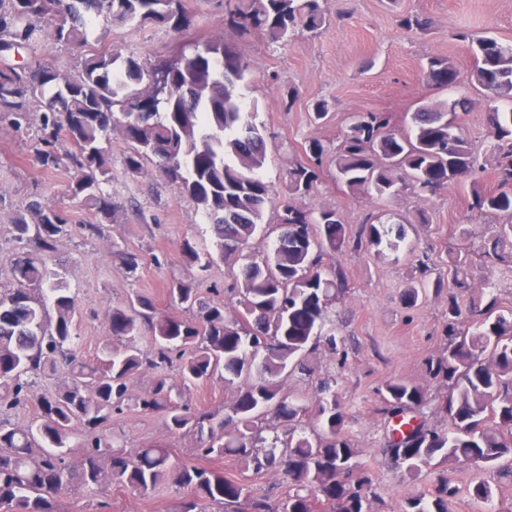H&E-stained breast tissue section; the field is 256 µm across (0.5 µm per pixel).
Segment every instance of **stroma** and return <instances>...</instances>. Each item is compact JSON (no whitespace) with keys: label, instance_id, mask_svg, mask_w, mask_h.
I'll use <instances>...</instances> for the list:
<instances>
[{"label":"stroma","instance_id":"35a3bbf8","mask_svg":"<svg viewBox=\"0 0 512 512\" xmlns=\"http://www.w3.org/2000/svg\"><path fill=\"white\" fill-rule=\"evenodd\" d=\"M184 4L195 16L189 40L224 39L254 67L255 79L241 94L245 102L257 106L254 122L265 136L268 155L263 176L275 187H282L305 139L316 137L336 148L353 113L375 110L392 113L397 129L406 132L411 112L432 100L469 98L462 114L463 132L477 156H484L487 101L469 84L476 59L454 33L461 29L512 45V0H327L329 25L313 36L298 35L284 46L269 44L256 34L240 35L224 18V0H184ZM404 13L429 17L431 28L424 32L400 28L397 18ZM93 36L122 47L142 62L168 54L173 44L164 27L116 26L102 17L93 24ZM432 56L452 62L457 71L454 88L440 89L427 80L425 66ZM291 88L298 96L288 109L284 100ZM319 100L327 101L330 108L322 120L313 113ZM29 144L27 137L0 125V266L8 263L17 247L11 233L15 213L25 201L38 199L58 207L73 229L60 242L58 255L65 260L67 280L82 303L103 311L145 291L153 294L159 311L181 318L184 309L171 305L166 292L173 279L195 278L206 289L223 287L224 263L189 267L181 258L184 238L201 241L209 236L201 210L157 176L153 163H145L136 176L126 174L121 159L127 145L121 136L112 138L115 164L108 190L121 205L122 215L119 222L103 224L97 239L79 231L84 214L68 197V174L44 173L26 163ZM332 174V166H324L317 189L304 200L306 207L335 209L352 231L370 213H389L408 222V239L415 246L411 252L381 257L368 251L340 256L350 294L336 304L334 318L342 324L346 345L335 353L319 350L313 357L321 374L339 379V395L351 416L350 435L384 488L386 512H401L405 497L433 488L442 477L459 489L448 501V512H479L468 494L469 484L477 479L490 485L496 507L512 512V478L494 469L477 473L452 466L443 474L423 472L413 483L404 479L383 453L389 425L377 411L385 381L405 379L426 385L429 393L437 391L423 365L442 344L447 297L430 287L418 305L409 308L401 293L416 256H428L446 275L451 251L461 246L470 251L476 277L488 275L481 246L486 225L499 223L500 218L473 209L472 202L475 192L496 191L492 168H485L475 181L433 196L403 193L390 199L353 196L336 184ZM420 210L426 212L428 223H415ZM461 226L468 231L463 238L457 233ZM116 245L139 254L136 271L113 256ZM112 426L123 432L128 447L168 441L174 448V465L197 461L192 437L172 439L158 415L128 409L113 419ZM182 495V489L173 486L160 494L116 486L108 492L112 512H170L173 501Z\"/></svg>","mask_w":512,"mask_h":512}]
</instances>
